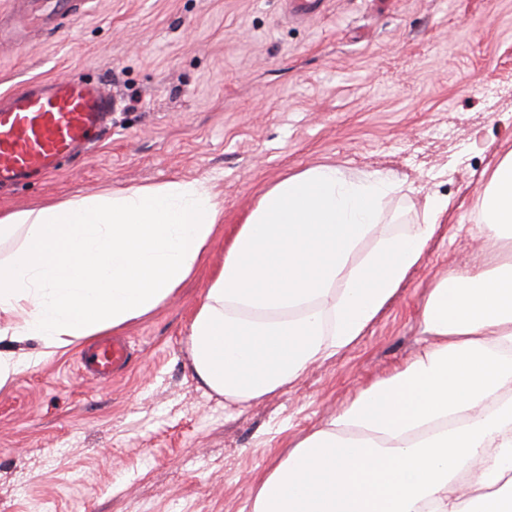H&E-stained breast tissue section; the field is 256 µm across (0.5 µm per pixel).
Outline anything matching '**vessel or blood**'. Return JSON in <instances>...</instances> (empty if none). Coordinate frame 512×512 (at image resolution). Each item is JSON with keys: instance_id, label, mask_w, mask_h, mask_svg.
Masks as SVG:
<instances>
[{"instance_id": "b4317fda", "label": "vessel or blood", "mask_w": 512, "mask_h": 512, "mask_svg": "<svg viewBox=\"0 0 512 512\" xmlns=\"http://www.w3.org/2000/svg\"><path fill=\"white\" fill-rule=\"evenodd\" d=\"M112 100L100 84L85 80L31 79L0 95V184L51 172L62 158L86 151L106 130ZM128 359L120 342L83 354L85 373L119 375Z\"/></svg>"}]
</instances>
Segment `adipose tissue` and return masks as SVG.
<instances>
[{"label": "adipose tissue", "mask_w": 512, "mask_h": 512, "mask_svg": "<svg viewBox=\"0 0 512 512\" xmlns=\"http://www.w3.org/2000/svg\"><path fill=\"white\" fill-rule=\"evenodd\" d=\"M392 174L315 165L258 197L189 326L201 386L246 408L354 344L417 269L448 210L387 231ZM224 207L172 180L0 213V387L165 303L208 254ZM480 267L450 270L421 306L420 350L364 387L254 480L247 512H512V151L476 204ZM369 249H362L364 240ZM38 342L37 355L14 347ZM475 473L466 493L453 488Z\"/></svg>", "instance_id": "1"}]
</instances>
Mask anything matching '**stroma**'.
Returning a JSON list of instances; mask_svg holds the SVG:
<instances>
[{
  "label": "stroma",
  "mask_w": 512,
  "mask_h": 512,
  "mask_svg": "<svg viewBox=\"0 0 512 512\" xmlns=\"http://www.w3.org/2000/svg\"><path fill=\"white\" fill-rule=\"evenodd\" d=\"M27 47L0 45V94L34 78L100 83L112 130L58 173L0 189V211L112 187L209 178L224 222L193 279L123 331L131 361L97 380L77 348L0 388V512H241L254 477L420 346L419 307L489 251L460 229L512 150V0H34ZM317 164L408 184L401 231L449 199L424 263L364 336L285 391L228 410L191 369L188 328L224 242L259 195Z\"/></svg>",
  "instance_id": "35a3bbf8"
}]
</instances>
